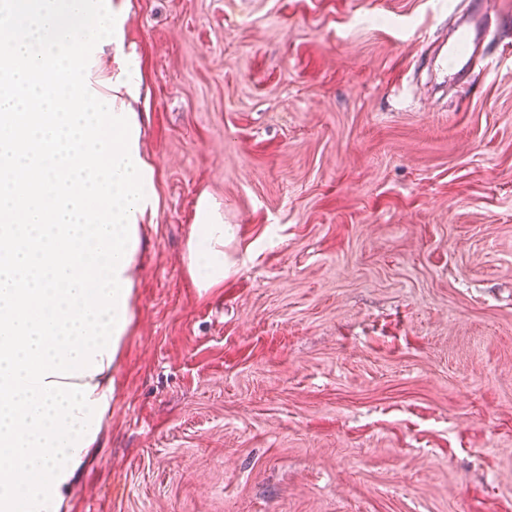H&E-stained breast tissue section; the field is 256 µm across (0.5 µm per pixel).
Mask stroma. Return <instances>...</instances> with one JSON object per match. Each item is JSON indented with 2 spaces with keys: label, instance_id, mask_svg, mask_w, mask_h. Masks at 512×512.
Listing matches in <instances>:
<instances>
[{
  "label": "stroma",
  "instance_id": "stroma-1",
  "mask_svg": "<svg viewBox=\"0 0 512 512\" xmlns=\"http://www.w3.org/2000/svg\"><path fill=\"white\" fill-rule=\"evenodd\" d=\"M469 2L131 0L159 210L66 512H512V0L429 83ZM235 238V228L224 224V214L207 194L196 201L191 233L187 241V274L200 291L224 283L231 265L224 246Z\"/></svg>",
  "mask_w": 512,
  "mask_h": 512
}]
</instances>
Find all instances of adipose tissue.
I'll return each instance as SVG.
<instances>
[{
	"mask_svg": "<svg viewBox=\"0 0 512 512\" xmlns=\"http://www.w3.org/2000/svg\"><path fill=\"white\" fill-rule=\"evenodd\" d=\"M129 16L130 0H0V512H63L112 414L158 207ZM234 237L200 195L187 241L197 288L223 284Z\"/></svg>",
	"mask_w": 512,
	"mask_h": 512,
	"instance_id": "1",
	"label": "adipose tissue"
}]
</instances>
